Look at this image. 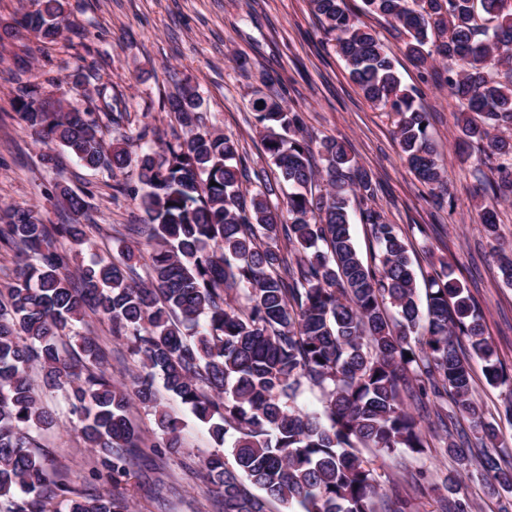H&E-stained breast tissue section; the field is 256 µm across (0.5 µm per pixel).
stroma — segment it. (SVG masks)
Here are the masks:
<instances>
[{
    "instance_id": "35a3bbf8",
    "label": "stroma",
    "mask_w": 512,
    "mask_h": 512,
    "mask_svg": "<svg viewBox=\"0 0 512 512\" xmlns=\"http://www.w3.org/2000/svg\"><path fill=\"white\" fill-rule=\"evenodd\" d=\"M77 28L65 31L57 44L41 49L34 33L0 46V213L10 209L39 212L46 223L74 224L75 215L55 207V186L87 195L91 223L102 234L91 236L90 253L109 259L117 243L144 250L145 239L128 234L142 212L113 186L137 185L136 171L114 175L82 167L56 145L35 141L12 107L18 80L36 75L43 98L82 102L84 95L111 97L119 123L109 125L105 142L134 137L151 122L157 137L170 139L173 123L163 101L176 84L190 82L201 97L209 127L232 136L249 170L273 175L262 136L255 125L251 101L255 95L276 93L298 112L312 140L342 139L376 185L372 205L408 238L418 278L440 264L451 266L467 288L482 316L485 334L497 357L512 375V286L497 270L500 250L512 248V203H497L496 235H488L477 220V181L473 162L455 154L456 114L447 87L433 70L417 67L407 56L404 41L391 25L375 15L364 16L395 59L403 86L417 88L419 104L430 113L429 135L445 166L453 208H437L401 158L394 134L396 117L368 102L350 79L343 59L325 40L308 0H66ZM94 67V78L72 84L77 68ZM54 165H45L43 155ZM80 335L97 337L113 381L130 383L142 370L126 339L115 336L108 321L91 316L76 326ZM484 364L471 362L472 396L486 421L499 429L500 457L512 462V422L505 416L507 389L489 385ZM44 406L54 417L51 428L36 436L38 451L70 486L86 494L106 486L89 474L91 449L77 432L79 420L62 393L43 392ZM162 404L184 421L180 454L157 447L160 432L152 409L133 405L130 417L147 445L131 456L118 486L130 512H215L205 485L187 476L183 463L216 451L206 428L185 413L180 402L161 394ZM430 446L422 454H406L404 468L393 459L363 449L382 478L402 479L406 472H424L428 485L442 484L457 465L442 442L443 431L423 421ZM457 495L474 512H512V493L490 494L477 472L463 474Z\"/></svg>"
}]
</instances>
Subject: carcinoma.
Returning a JSON list of instances; mask_svg holds the SVG:
<instances>
[{"label":"carcinoma","instance_id":"cac0c4a2","mask_svg":"<svg viewBox=\"0 0 512 512\" xmlns=\"http://www.w3.org/2000/svg\"><path fill=\"white\" fill-rule=\"evenodd\" d=\"M362 3L363 13L383 17L405 38L418 66L442 64L461 133L456 156L466 162L476 146L479 183L494 200L512 201V136L498 134L512 126V0ZM310 7L364 97L397 116L409 169L439 205H453L428 137L429 114L415 104L416 92L401 87L384 44L347 0H310ZM70 26L64 0H38L17 21L50 44ZM36 94L34 85L20 87L13 108L37 141L62 146L89 169L131 164L126 142L107 146L101 137L108 104L86 94L74 112ZM167 105L186 137L142 152L140 190L116 184L144 214L147 281L136 280L128 247L124 263L93 258L71 271L74 257L55 242L80 248L97 224H47L33 210L13 211L0 224V247L20 258L15 279L0 285V512H128L116 491L86 495L53 480L29 451L33 433L52 422L39 390L65 392L82 440L96 451L92 475L114 484L143 443L129 417L132 400L155 408L158 446L182 448V420L157 409V377L231 448L233 470L219 452L198 462L222 512H269L273 501L289 512H377V500L382 512H414L420 476L384 487L358 452L392 457L429 447L405 397L432 404L459 466L475 468L493 491L511 492L512 466L491 452L496 428L472 399L470 359L484 362L488 384L509 387L511 418L512 378L452 268L429 278L421 301L401 228L371 207L360 221L377 253L364 264L350 232L351 204L372 200L375 189L345 143L322 139L316 162L298 113L274 95L252 101L265 152L292 189L282 208L269 180L234 164L238 142L210 130L195 88L175 86ZM253 178L260 188L248 196L242 183ZM56 200L73 214L87 208L68 189ZM478 216L496 233L493 206L479 205ZM498 270L512 286V250L500 254ZM90 314L110 321L140 356L143 372L132 387L112 382L94 337L70 341ZM305 382L322 391L323 413L296 405ZM460 416L474 423L477 454L453 440ZM444 490L438 512H471L454 479Z\"/></svg>","mask_w":512,"mask_h":512}]
</instances>
